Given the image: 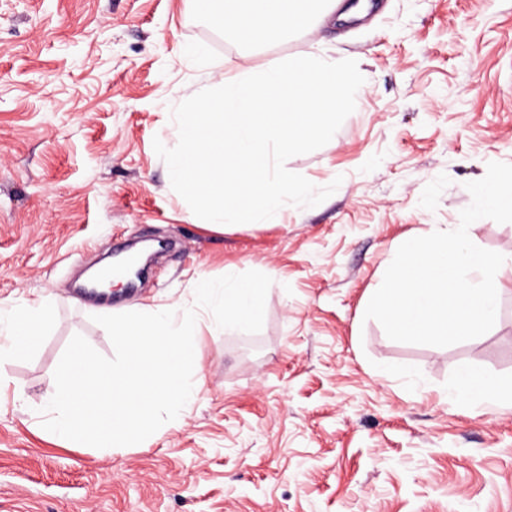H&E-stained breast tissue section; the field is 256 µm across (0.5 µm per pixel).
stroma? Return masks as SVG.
Masks as SVG:
<instances>
[{
    "instance_id": "obj_1",
    "label": "stroma",
    "mask_w": 512,
    "mask_h": 512,
    "mask_svg": "<svg viewBox=\"0 0 512 512\" xmlns=\"http://www.w3.org/2000/svg\"><path fill=\"white\" fill-rule=\"evenodd\" d=\"M366 3L253 48L193 0H0V305L52 311L0 364V512H512V408L448 399L463 367L512 376V289L489 332L448 347L364 318L400 241L453 230L466 182L512 163V0ZM321 49L365 82L286 167L337 191L220 232L190 219L153 149L178 141L172 108ZM131 239L177 247L134 290L80 293ZM249 270L272 280L263 327L213 336L201 311L205 386L177 419L117 452L43 429L70 339L114 354L96 315L179 312L199 275Z\"/></svg>"
}]
</instances>
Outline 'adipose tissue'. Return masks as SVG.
Wrapping results in <instances>:
<instances>
[{"mask_svg":"<svg viewBox=\"0 0 512 512\" xmlns=\"http://www.w3.org/2000/svg\"><path fill=\"white\" fill-rule=\"evenodd\" d=\"M195 2L197 10L214 25L256 46L306 27L336 7V0H225L220 9L215 8L214 0ZM50 323L51 312L42 299L30 301L20 309L0 308V363L27 354ZM451 396L493 408L512 404V377L493 378L466 368L460 372Z\"/></svg>","mask_w":512,"mask_h":512,"instance_id":"adipose-tissue-1","label":"adipose tissue"}]
</instances>
